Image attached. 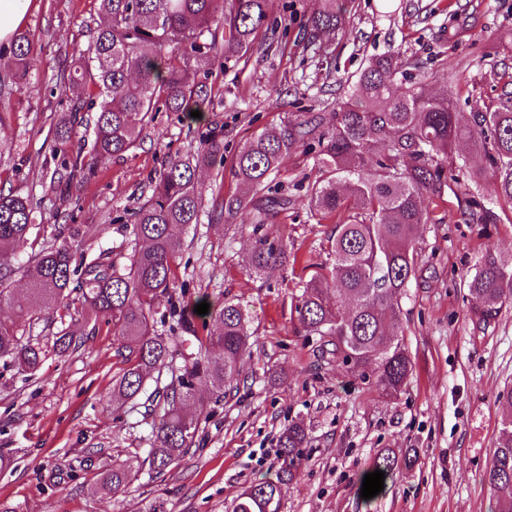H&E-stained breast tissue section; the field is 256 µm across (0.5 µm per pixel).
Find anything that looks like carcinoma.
I'll use <instances>...</instances> for the list:
<instances>
[{
    "mask_svg": "<svg viewBox=\"0 0 512 512\" xmlns=\"http://www.w3.org/2000/svg\"><path fill=\"white\" fill-rule=\"evenodd\" d=\"M100 22L86 47L73 50L71 80L87 97L57 117L53 182L71 193L78 173L100 158L134 151L156 112L191 118L206 112L213 65L246 54L268 23L271 0H98ZM345 23L336 0H319L310 19L312 41ZM34 47L25 34L13 35L11 55L3 65L14 82L31 77ZM410 62L398 53L371 59L352 84L351 94L336 101L333 123L322 129L319 116L297 115L281 126L254 135L236 156L234 174L240 192L223 197L208 212L229 222L248 211L253 231L270 214L288 208L274 177L282 160L313 137L320 150L318 180L309 189V205L323 218H334L326 242L333 263L321 267L302 285L295 307L301 328L323 339L325 353L359 370L371 369L374 384L387 397L407 385L412 363L398 334L400 301L417 275V236L446 202L448 168L444 160L462 140L478 145L491 170L496 197L512 205V92L484 112H459L451 98L425 96L407 80ZM91 132L89 155L72 150L76 128ZM224 165V138L212 133L201 142L195 162L171 159L150 182V193L131 213L135 236L145 246L126 261L108 250L84 248L89 229L64 224V243L32 253L26 264L13 258L28 240L38 216L25 198L0 191V304L13 309L0 318V360L23 374H35L49 354L62 358L79 345L70 327L57 328L52 343L25 333L21 324L72 316L75 305L112 326L124 351L123 368L112 382V402L145 408L152 416L145 461L157 474L186 453L198 432L208 402L199 387L226 396L224 385L239 373L251 353V333L244 308L233 301L210 311L218 329L208 328L194 306H182L178 336L155 328L157 301L173 298L177 287L173 263L182 235L200 223L202 198L195 175L202 166ZM467 221L494 224L496 214L471 199ZM291 261L286 247L262 235L248 257L251 275ZM28 288H14L17 275ZM472 309L489 322L512 299V266L496 249L485 248L465 278ZM348 302V311L341 302ZM502 417L483 481L495 512H512V387L498 394ZM193 402L197 413L185 405ZM308 433L294 421L279 437L276 479L252 482L236 497L232 512H279L283 492L304 463ZM415 457L386 449L370 471L385 479ZM131 474L122 464L101 469L99 491L123 492Z\"/></svg>",
    "mask_w": 512,
    "mask_h": 512,
    "instance_id": "1",
    "label": "carcinoma"
}]
</instances>
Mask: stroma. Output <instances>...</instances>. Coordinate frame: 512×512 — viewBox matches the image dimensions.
<instances>
[{"instance_id": "1", "label": "stroma", "mask_w": 512, "mask_h": 512, "mask_svg": "<svg viewBox=\"0 0 512 512\" xmlns=\"http://www.w3.org/2000/svg\"><path fill=\"white\" fill-rule=\"evenodd\" d=\"M317 5L275 0L253 50L213 71L214 105L200 121L158 112L132 153L78 175L73 201L51 182L52 128L80 94L70 82L72 51L99 23L98 2L32 0L19 27L34 46L30 81L15 84L0 68V191L37 207L40 242L60 244L61 225L82 224L93 247L120 260L135 245L125 213L171 158L191 157L211 130L223 133L225 165L196 173L208 208L237 192L231 164L254 134L300 113L331 121L337 98L374 56L395 51L418 60L412 84L430 96L452 95L466 113L484 111L512 79V0H340L343 29L323 33L314 47L307 25ZM318 149L311 139L284 159L277 180L291 204L263 227L297 254L295 265L250 274L248 214L232 226L190 228L176 256L178 280L191 293L213 305L240 303L253 342L230 395L212 405L188 452L163 474L149 473L150 417L109 403L122 366L119 342L111 327L82 320L80 345L65 360L48 358L34 377L0 361V500L19 512H143L155 501L163 512H229L244 486L275 476L279 436L300 419L308 429L305 462L281 512H490L482 475L501 419L497 395L512 387V306L479 321L464 275L491 243L512 265V208L499 204L486 176L477 190L496 223L464 222L455 184L420 229L418 277L401 300L413 374L389 398L371 373L336 362L319 337L299 329L301 283L331 262L323 240L332 223L307 197L320 176ZM386 448L417 460L378 497L363 499L361 479ZM115 461L128 467L131 482L106 500L96 473Z\"/></svg>"}]
</instances>
